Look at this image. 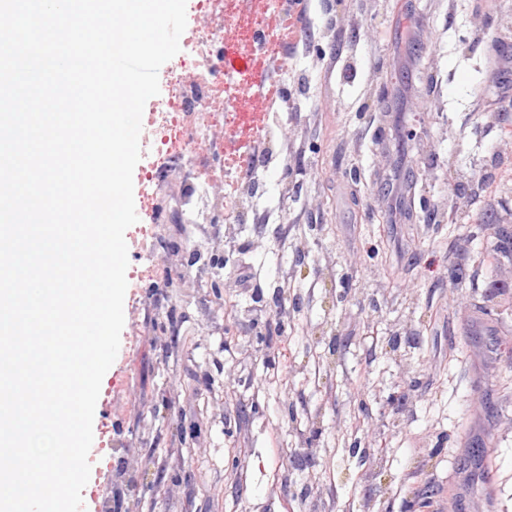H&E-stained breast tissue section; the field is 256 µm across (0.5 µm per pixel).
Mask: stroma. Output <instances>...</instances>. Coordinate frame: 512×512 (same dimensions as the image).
Segmentation results:
<instances>
[{"instance_id": "1", "label": "stroma", "mask_w": 512, "mask_h": 512, "mask_svg": "<svg viewBox=\"0 0 512 512\" xmlns=\"http://www.w3.org/2000/svg\"><path fill=\"white\" fill-rule=\"evenodd\" d=\"M322 2L308 4L311 47L289 51L278 109L305 156L266 157L253 207L225 210L236 235L222 272L197 277L163 247L211 259L218 227L192 205L209 154L171 167L141 149L139 167L155 164L158 181V243L141 262L168 284L125 295L112 369L126 382L94 415L112 417L109 459L90 476L106 512H124L134 480L139 512H360L366 500L371 512H405L415 496L424 512H512V405L502 402L512 314L490 312L491 238L478 227L484 212L512 221V153L500 148L512 48L493 49L512 44V0H374L369 28L337 33ZM284 5L234 0L224 54L254 53L258 13ZM330 51L329 70L320 55ZM425 68L436 108L413 112L404 93L419 91ZM237 79L247 91L228 102V146L244 155L267 80L254 68ZM323 97L333 111H321ZM451 186L472 194L455 225L434 218ZM457 233L469 238L458 288L447 252ZM461 291L475 312L458 310ZM282 300L277 334L267 319ZM282 350L287 388L257 387Z\"/></svg>"}]
</instances>
